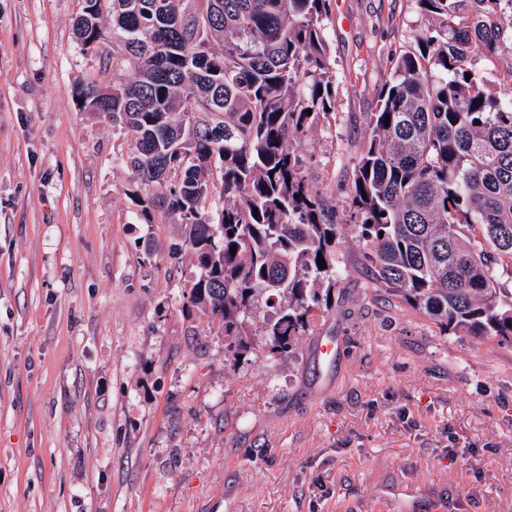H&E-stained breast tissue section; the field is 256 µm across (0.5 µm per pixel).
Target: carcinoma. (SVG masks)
<instances>
[{"label": "carcinoma", "instance_id": "carcinoma-1", "mask_svg": "<svg viewBox=\"0 0 512 512\" xmlns=\"http://www.w3.org/2000/svg\"><path fill=\"white\" fill-rule=\"evenodd\" d=\"M108 2L73 29L94 48L111 19L112 72L132 78L76 95L132 133L140 219L162 212L187 228L198 276L183 300L224 336V363L253 349L262 294L267 360L293 354L315 312L331 310L345 226L377 295L446 335L512 345V289L498 274L512 260V61L497 89L474 68L512 49V0H417L427 25L368 117L344 217L299 154L332 116L330 0Z\"/></svg>", "mask_w": 512, "mask_h": 512}]
</instances>
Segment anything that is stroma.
<instances>
[{
  "label": "stroma",
  "mask_w": 512,
  "mask_h": 512,
  "mask_svg": "<svg viewBox=\"0 0 512 512\" xmlns=\"http://www.w3.org/2000/svg\"><path fill=\"white\" fill-rule=\"evenodd\" d=\"M81 6L0 0V512H512V346L376 296L350 234L294 359L225 367L183 306L184 225L138 218L130 132L79 104L112 55L75 38ZM424 23L330 0L334 118L303 158L333 204Z\"/></svg>",
  "instance_id": "stroma-1"
}]
</instances>
